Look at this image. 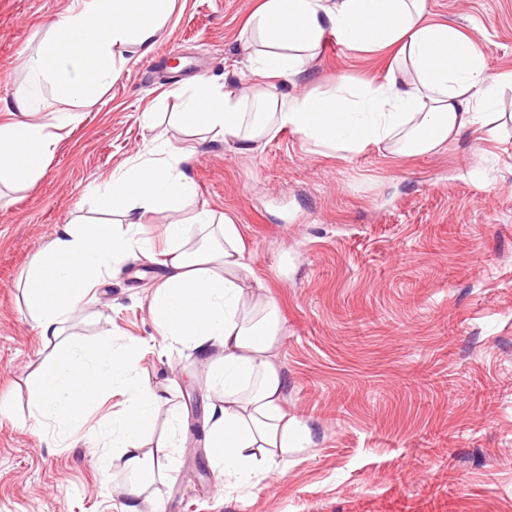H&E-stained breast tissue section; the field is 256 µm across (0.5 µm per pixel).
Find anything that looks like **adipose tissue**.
Masks as SVG:
<instances>
[{
	"mask_svg": "<svg viewBox=\"0 0 512 512\" xmlns=\"http://www.w3.org/2000/svg\"><path fill=\"white\" fill-rule=\"evenodd\" d=\"M170 0H74L49 37L23 65L26 81L0 122V184L25 185L76 120L70 112L37 122L54 90L88 101L119 79L124 63L114 49L132 45L148 54L169 16ZM355 52L393 53L384 82L341 81L334 88L294 98L276 81L305 73L326 35ZM254 82L246 90L203 78L178 90L181 124L230 150L260 151L280 130L291 129L315 147L355 153L384 146L397 154H426L473 127H486L512 73L491 78L471 42L445 22L427 18V0H263L242 33ZM154 145L114 169L93 191L107 221L58 228L29 263L24 305L52 350L31 381L30 428L53 422L64 439L100 445L95 465L108 471L121 458L127 471L122 512H159L156 486L183 447L176 427L159 439L150 431L167 386L139 367L141 345L102 333L93 343L63 340L77 303L100 279L130 257L157 263L161 273L148 314L169 349L205 368L209 425L205 446L219 488L261 489L283 458L306 449L300 421L283 409L285 377L279 350L285 328L276 300L247 261L238 228L228 217L196 203L186 165L193 149L143 115ZM175 213L164 225L165 247L154 252L141 234L146 214ZM122 407L98 427L87 413L103 393Z\"/></svg>",
	"mask_w": 512,
	"mask_h": 512,
	"instance_id": "ef3b65f1",
	"label": "adipose tissue"
}]
</instances>
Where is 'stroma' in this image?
Masks as SVG:
<instances>
[{"instance_id":"stroma-1","label":"stroma","mask_w":512,"mask_h":512,"mask_svg":"<svg viewBox=\"0 0 512 512\" xmlns=\"http://www.w3.org/2000/svg\"><path fill=\"white\" fill-rule=\"evenodd\" d=\"M260 0H174L163 36L93 100L48 92L42 120L78 114L41 177L8 189L0 209V512H121L95 447L22 428L44 350L23 306L34 251L58 225L96 217L90 185L149 153L142 114L170 126L177 88L207 77L248 86L241 31ZM72 0H0V106L25 81L24 58ZM428 18L465 35L489 75L512 71V0H428ZM390 58L326 39L281 93L340 79L384 81ZM493 131L401 156L308 144L284 130L237 155L195 141L198 198L231 217L248 262L276 299L286 336L283 405L308 432L262 491L218 492L204 448V368L162 352L148 316L160 268L147 260L105 277L65 326L90 342L110 330L143 344L141 367L168 380L186 446L158 486L161 512H512V89Z\"/></svg>"}]
</instances>
